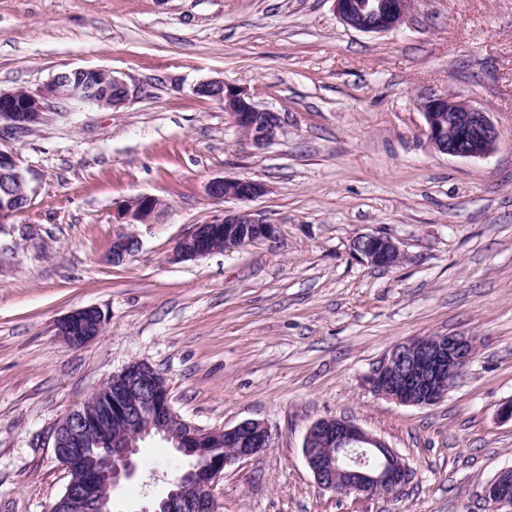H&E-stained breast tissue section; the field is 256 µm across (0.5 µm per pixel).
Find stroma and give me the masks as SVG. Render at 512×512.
I'll use <instances>...</instances> for the list:
<instances>
[{
    "label": "stroma",
    "instance_id": "stroma-1",
    "mask_svg": "<svg viewBox=\"0 0 512 512\" xmlns=\"http://www.w3.org/2000/svg\"><path fill=\"white\" fill-rule=\"evenodd\" d=\"M78 67L122 77L128 103L0 126L30 185L0 228V512H48L69 481L57 422L134 360L196 426L268 427L266 450L226 467L214 512H485L484 485L512 466V422L497 416L512 399V0H413L382 34L347 28L333 0H0V88ZM210 79L279 112V140L242 142L196 94ZM431 92L489 112L495 152L435 151L418 108ZM223 176L266 191L216 201L206 185ZM140 195L159 209L121 225ZM239 207L275 238L174 260L180 238ZM123 231L139 245L116 263ZM364 233L404 260L361 261L350 245ZM86 307L103 331L69 347L58 323ZM446 332L479 353L437 404L369 391L394 346ZM329 416L400 454L412 477L399 495L318 487L302 446ZM137 464L123 501L162 493L185 461L154 438Z\"/></svg>",
    "mask_w": 512,
    "mask_h": 512
}]
</instances>
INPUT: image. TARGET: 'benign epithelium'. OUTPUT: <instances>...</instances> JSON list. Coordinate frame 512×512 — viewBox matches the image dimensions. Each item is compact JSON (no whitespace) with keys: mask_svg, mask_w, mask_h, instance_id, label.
I'll use <instances>...</instances> for the list:
<instances>
[{"mask_svg":"<svg viewBox=\"0 0 512 512\" xmlns=\"http://www.w3.org/2000/svg\"><path fill=\"white\" fill-rule=\"evenodd\" d=\"M341 22L364 33H384L405 22L410 0H333ZM195 92L224 105V111L245 137L264 146L284 132L280 113L261 105L245 87L219 79L197 85ZM131 97L128 83L98 68H73L57 72L36 89L17 94L0 89V124L30 128L42 123L49 112L86 108L116 110ZM419 109L426 121L424 134L438 152L461 158H485L498 144L500 133L489 113L464 99L432 94ZM206 191L217 201H251L265 193L257 181L217 177ZM156 211V200L140 196L128 204L120 219L126 224L145 223ZM237 224L260 226L263 239L276 234V226L251 210H226L221 218L200 224L176 244L174 258L196 260L216 252L219 237L231 238ZM352 251L371 265L396 264L403 252L389 237L363 234ZM129 255L128 234L112 242V262ZM104 317L95 307L64 317L58 335L71 347H82L101 333ZM477 339L459 333L414 338L395 346L365 377L377 395L405 406L437 403L450 382L473 361ZM161 374L144 362H133L107 379L95 391L100 402L93 408L78 407L67 413L54 429L57 457L77 479L66 486L59 503L66 512H113L111 493L136 475L140 443L158 436L179 454L190 458L187 466L169 479L170 490L160 499L141 502L121 512H213V488L224 469L269 447L267 426L246 420L224 430H204L185 420L172 407L169 393L158 386ZM121 384L118 396L108 385ZM333 449L319 455L313 444ZM302 453L316 483L337 494L356 497L392 496L409 481L411 470L403 458L381 439L341 417L314 421L304 437ZM483 499L492 512H512V466L500 470L483 488Z\"/></svg>","mask_w":512,"mask_h":512,"instance_id":"benign-epithelium-1","label":"benign epithelium"}]
</instances>
